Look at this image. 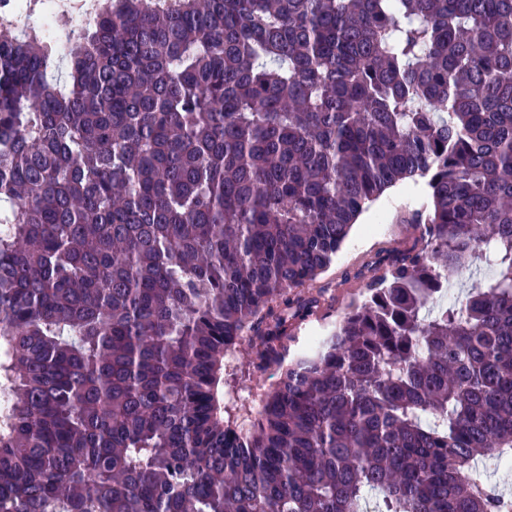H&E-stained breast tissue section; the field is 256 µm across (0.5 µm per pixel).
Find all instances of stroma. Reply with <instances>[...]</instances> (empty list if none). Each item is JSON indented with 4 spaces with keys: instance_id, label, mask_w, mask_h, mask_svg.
I'll list each match as a JSON object with an SVG mask.
<instances>
[{
    "instance_id": "obj_1",
    "label": "stroma",
    "mask_w": 512,
    "mask_h": 512,
    "mask_svg": "<svg viewBox=\"0 0 512 512\" xmlns=\"http://www.w3.org/2000/svg\"><path fill=\"white\" fill-rule=\"evenodd\" d=\"M429 199L422 185L406 182L386 190L360 217L330 268L303 286V293H322L321 309L293 326V349L304 352L310 336L328 334L346 312L352 299L360 297L364 280L356 271L385 250L410 247L417 228L411 220L425 209ZM280 378L277 369L256 371L249 362L247 340H240L224 358L217 386V402L225 425L238 431L251 429L267 392Z\"/></svg>"
}]
</instances>
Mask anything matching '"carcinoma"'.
I'll use <instances>...</instances> for the list:
<instances>
[{
  "label": "carcinoma",
  "instance_id": "carcinoma-1",
  "mask_svg": "<svg viewBox=\"0 0 512 512\" xmlns=\"http://www.w3.org/2000/svg\"><path fill=\"white\" fill-rule=\"evenodd\" d=\"M0 39V512H512V0H104ZM424 182L310 356L360 215ZM495 271L427 315L448 271ZM250 331L254 431L217 416Z\"/></svg>",
  "mask_w": 512,
  "mask_h": 512
}]
</instances>
